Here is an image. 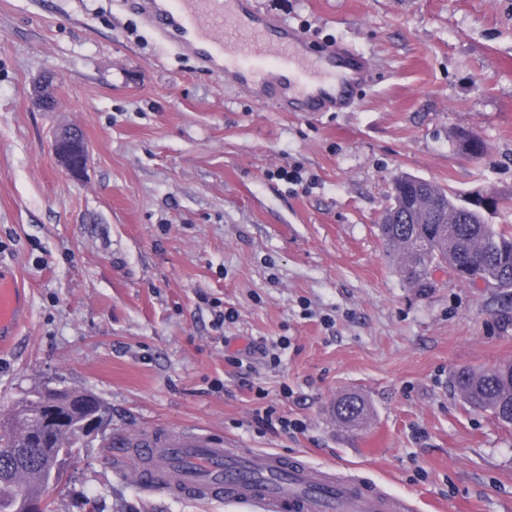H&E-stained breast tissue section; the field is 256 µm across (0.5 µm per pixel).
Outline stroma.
<instances>
[{"label": "stroma", "mask_w": 512, "mask_h": 512, "mask_svg": "<svg viewBox=\"0 0 512 512\" xmlns=\"http://www.w3.org/2000/svg\"><path fill=\"white\" fill-rule=\"evenodd\" d=\"M258 4L371 58L350 111L256 103L122 0H0V263L29 299L0 353V416L37 387L99 399L50 512H253L117 474L114 443L182 428L360 475L417 512H512V427L450 385L459 368L512 362V327L489 291L450 275L407 288L376 229L404 173L512 190V0ZM44 75L51 112L29 98ZM65 127L90 146L79 178L51 150ZM461 130L482 158L455 147ZM219 309L235 320L215 327ZM282 336L280 364L224 361ZM254 383L304 432L257 428ZM347 392L371 407L355 432L329 414Z\"/></svg>", "instance_id": "35a3bbf8"}]
</instances>
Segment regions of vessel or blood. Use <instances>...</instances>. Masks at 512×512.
<instances>
[{"mask_svg":"<svg viewBox=\"0 0 512 512\" xmlns=\"http://www.w3.org/2000/svg\"><path fill=\"white\" fill-rule=\"evenodd\" d=\"M158 39L174 42L202 68L284 112H332L351 107L371 61L348 44L314 51L298 29L262 11L257 0H133ZM27 314L16 271L0 266V348L11 345ZM140 455L149 466L133 481L147 491L194 499L226 498L257 512H408L368 482L337 483L323 471L275 453L221 447L211 435L151 430L122 444L121 459Z\"/></svg>","mask_w":512,"mask_h":512,"instance_id":"b4317fda","label":"vessel or blood"}]
</instances>
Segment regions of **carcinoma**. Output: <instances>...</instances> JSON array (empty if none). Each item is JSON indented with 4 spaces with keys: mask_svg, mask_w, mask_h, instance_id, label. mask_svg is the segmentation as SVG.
<instances>
[{
    "mask_svg": "<svg viewBox=\"0 0 512 512\" xmlns=\"http://www.w3.org/2000/svg\"><path fill=\"white\" fill-rule=\"evenodd\" d=\"M456 144L473 158L485 150L483 140L473 133L461 134ZM398 180L407 194L396 197L399 207L386 211L377 230L408 287L427 292L435 287L433 273L440 270L471 287L480 281L497 293L501 322L512 324V224L490 222L512 203V196L479 186L473 204L469 191H453L428 180L414 182L409 175ZM451 387L467 406L512 425V362L460 368L451 377ZM368 415L367 403L356 393H344L331 405V416L345 428L362 426ZM84 416L69 398L52 395L48 388H36L15 404L10 417L0 423V512H25L14 507L17 498L27 502L39 497L48 481L59 480L80 443L76 426ZM26 426L39 445L18 433Z\"/></svg>",
    "mask_w": 512,
    "mask_h": 512,
    "instance_id": "1",
    "label": "carcinoma"
}]
</instances>
